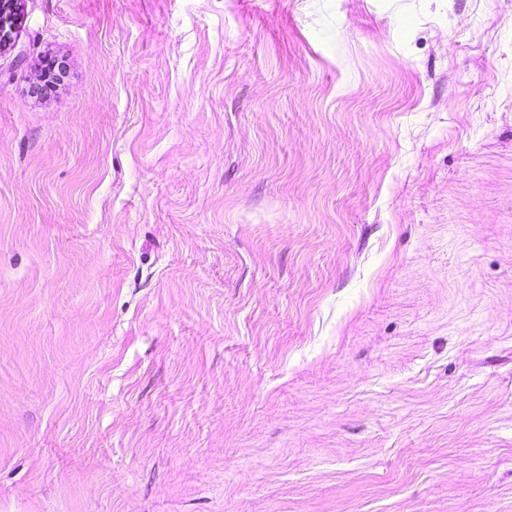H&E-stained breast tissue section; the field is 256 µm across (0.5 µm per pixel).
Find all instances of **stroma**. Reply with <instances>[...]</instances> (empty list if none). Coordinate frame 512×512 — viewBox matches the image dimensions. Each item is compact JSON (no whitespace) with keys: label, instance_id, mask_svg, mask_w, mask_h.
Instances as JSON below:
<instances>
[{"label":"stroma","instance_id":"35a3bbf8","mask_svg":"<svg viewBox=\"0 0 512 512\" xmlns=\"http://www.w3.org/2000/svg\"><path fill=\"white\" fill-rule=\"evenodd\" d=\"M0 512H512V0H22Z\"/></svg>","mask_w":512,"mask_h":512}]
</instances>
